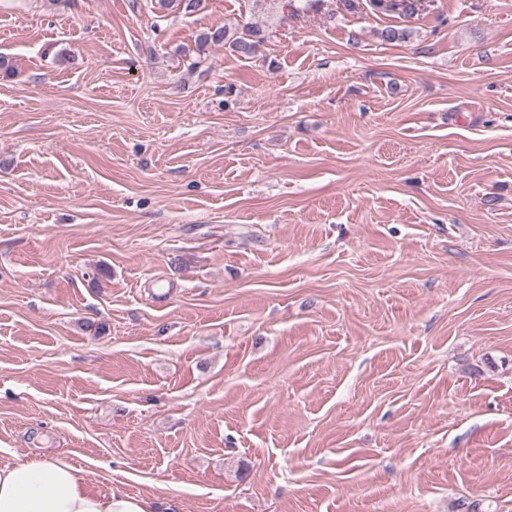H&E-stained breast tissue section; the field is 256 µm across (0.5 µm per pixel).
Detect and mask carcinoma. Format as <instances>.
<instances>
[{
  "label": "carcinoma",
  "mask_w": 512,
  "mask_h": 512,
  "mask_svg": "<svg viewBox=\"0 0 512 512\" xmlns=\"http://www.w3.org/2000/svg\"><path fill=\"white\" fill-rule=\"evenodd\" d=\"M378 12H398L413 17L426 11V0H371ZM266 29L246 23L242 27L227 24L212 26L197 38L194 53L183 52L188 71L199 70L207 61V50L213 46H227L244 59H252L260 53L266 40Z\"/></svg>",
  "instance_id": "1"
}]
</instances>
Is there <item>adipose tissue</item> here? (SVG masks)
Segmentation results:
<instances>
[{
	"instance_id": "obj_1",
	"label": "adipose tissue",
	"mask_w": 512,
	"mask_h": 512,
	"mask_svg": "<svg viewBox=\"0 0 512 512\" xmlns=\"http://www.w3.org/2000/svg\"><path fill=\"white\" fill-rule=\"evenodd\" d=\"M0 512H149V507L119 490L90 493L72 463L36 456L0 464Z\"/></svg>"
}]
</instances>
